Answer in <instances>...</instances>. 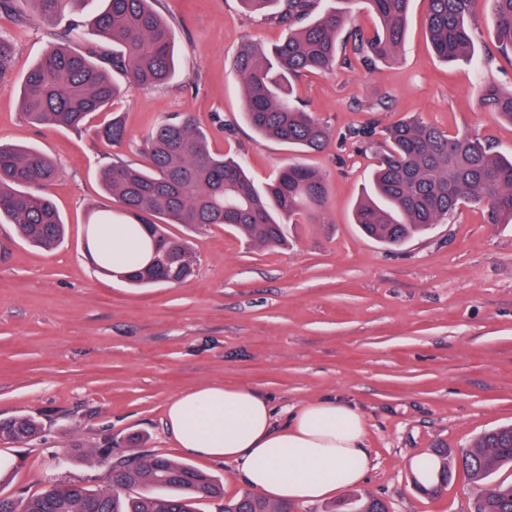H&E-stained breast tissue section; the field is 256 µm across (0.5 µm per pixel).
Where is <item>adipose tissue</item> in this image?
I'll return each mask as SVG.
<instances>
[{
	"label": "adipose tissue",
	"instance_id": "obj_1",
	"mask_svg": "<svg viewBox=\"0 0 512 512\" xmlns=\"http://www.w3.org/2000/svg\"><path fill=\"white\" fill-rule=\"evenodd\" d=\"M140 242L124 225L90 226L92 260L108 256L126 266ZM177 448L232 464L248 490L277 502L312 503L365 480L372 467L363 446L365 420L352 405L321 398L277 419L259 391L235 384H203L176 395L165 409Z\"/></svg>",
	"mask_w": 512,
	"mask_h": 512
}]
</instances>
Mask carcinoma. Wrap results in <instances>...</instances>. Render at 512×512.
I'll list each match as a JSON object with an SVG mask.
<instances>
[{
    "label": "carcinoma",
    "mask_w": 512,
    "mask_h": 512,
    "mask_svg": "<svg viewBox=\"0 0 512 512\" xmlns=\"http://www.w3.org/2000/svg\"><path fill=\"white\" fill-rule=\"evenodd\" d=\"M75 0H0V14L25 18L36 14L62 36L45 46L21 83L23 119L31 126L80 130L112 104L118 88L111 70L125 72L145 88L164 85L176 74L175 39L170 22L153 7L154 0H102L85 23L67 15ZM321 0H240L250 13L288 29L270 48L244 41L233 60L242 86L243 117L261 138L302 153L321 151L328 126L291 99V82L307 73H331L338 39L360 5L375 19L367 34L353 33L352 53L365 65L393 63L406 41L412 0H345L341 8L320 7ZM479 0H427V37L446 61H471L475 33L469 17ZM494 35L499 50L512 53V0H494ZM15 37L0 31V79L12 66ZM481 109L512 124V89L485 83L477 91ZM95 134L111 145L126 141L121 119L114 117ZM357 147L374 156L370 193L354 208V223L373 240L398 247L409 238L448 220L462 206H477L489 224L512 223V153L494 149L477 135H450L418 119L401 120L378 130L351 132ZM146 164L121 158L102 167L99 180L109 199L134 224L145 226L153 241L151 261L129 257V272L105 271L132 285L179 283L194 270L187 241L171 236L168 226L190 231L223 224L252 244L285 242L289 224L324 223L325 177L302 163L285 166L276 179L258 186L242 161L210 148L208 132L190 117L161 121L143 141ZM56 163L30 147L0 144V222L14 225L32 246L51 250L65 232V222L46 188L57 178ZM42 432L32 415L0 420V441L27 444ZM73 454L107 464L105 489L75 482H51L31 495L0 494V512H198L202 501L224 502L220 512H290L285 503L246 493L224 499V484L197 467L139 450L118 457L112 446ZM435 483L416 488L435 495L457 469L476 489L474 512H512V482L492 475L512 464V425L478 437L467 448H435ZM349 503L365 512H385L384 501L362 493Z\"/></svg>",
    "instance_id": "obj_1"
}]
</instances>
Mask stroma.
Wrapping results in <instances>:
<instances>
[{
    "label": "stroma",
    "mask_w": 512,
    "mask_h": 512,
    "mask_svg": "<svg viewBox=\"0 0 512 512\" xmlns=\"http://www.w3.org/2000/svg\"><path fill=\"white\" fill-rule=\"evenodd\" d=\"M174 27L175 78L144 89L122 74L102 125L121 115L127 140L110 146L93 131L32 127L21 117L20 84L55 31L1 16L16 34L12 67L0 79V142L32 145L52 157L51 187L66 221L62 243L35 249L0 224V419L31 413L42 438L16 447L14 480L0 493L33 494L49 482L106 484L100 464L72 458L74 445L128 453L149 450L220 477L225 497L244 494L234 468L175 448L167 401L205 382L258 389L277 417L329 397L366 422L373 467L359 489L390 512H472V483L456 473L435 497L413 485L412 459L434 448H463L512 424V224H489L464 207L429 234L389 249L360 234L352 211L372 164L350 136L413 116L451 134H479L512 150V125L477 106L479 85L512 87V54L496 52L492 0L472 23L487 68L447 63L431 49L425 0H414L407 41L393 64L337 63L331 74L294 82L300 103L327 123L324 150L297 154L260 140L242 119L232 70L244 38L269 45L286 29L244 13L238 0H159ZM191 114L211 132L214 151L240 157L255 183L271 182L297 160L326 178L320 224H292L288 243L255 247L214 226L188 234L192 277L134 288L101 273L86 251L92 211L108 206L98 171L120 156L139 162L141 143L166 117Z\"/></svg>",
    "instance_id": "stroma-1"
}]
</instances>
